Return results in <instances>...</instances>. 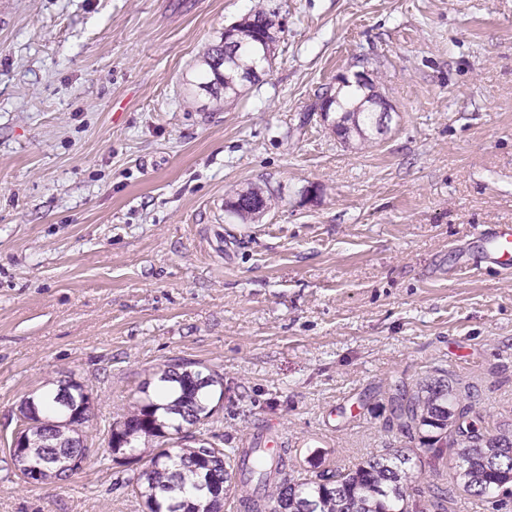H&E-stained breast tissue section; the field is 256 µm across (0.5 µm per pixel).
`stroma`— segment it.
Returning <instances> with one entry per match:
<instances>
[{"mask_svg": "<svg viewBox=\"0 0 512 512\" xmlns=\"http://www.w3.org/2000/svg\"><path fill=\"white\" fill-rule=\"evenodd\" d=\"M259 3L285 24L265 73L199 90ZM359 70L387 117L345 144L320 102ZM480 224L512 225V0H0V512H141L126 464L7 474L66 373L104 426L170 360L215 366L225 445L277 421L298 471L417 450L399 385L512 429V274L448 275ZM263 196V192L256 189L240 193L231 208L240 217L260 213L267 203Z\"/></svg>", "mask_w": 512, "mask_h": 512, "instance_id": "1", "label": "stroma"}]
</instances>
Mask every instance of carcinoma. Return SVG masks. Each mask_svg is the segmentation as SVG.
<instances>
[{"label": "carcinoma", "instance_id": "carcinoma-1", "mask_svg": "<svg viewBox=\"0 0 512 512\" xmlns=\"http://www.w3.org/2000/svg\"><path fill=\"white\" fill-rule=\"evenodd\" d=\"M272 25L263 5L232 26L230 42L212 49L209 76L199 89L217 87L234 93L240 73L257 66L253 50L258 37ZM342 109L361 103L353 118L361 137L371 139L375 112L373 98L364 89L350 85L340 98ZM267 200L260 190L238 194L232 210L240 217L261 212ZM182 366L165 365L142 383L131 411L108 424L110 443L105 452L117 460L140 451L144 466L124 481L140 501L144 512H219L221 499L232 493L226 485L237 475L239 449L224 447L223 436L213 431L217 407L224 393V376L200 361L181 360ZM47 391L26 398L19 417L23 447L8 450L14 474L43 472L44 483L65 482L83 470L90 448L86 429L92 421V389L69 376L50 382ZM393 418L408 437L418 435L420 451L440 459L448 451L457 459L452 476L457 487L479 495L499 493V505L512 498V430L482 433L476 423L464 432L456 425L453 395L442 381L426 384L395 398ZM253 478L272 488L263 497L240 495L238 512H444V499L419 504L409 489L416 480V463L403 451L373 454L337 473L320 472L267 481V470L288 467V457L263 458L252 449Z\"/></svg>", "mask_w": 512, "mask_h": 512}]
</instances>
